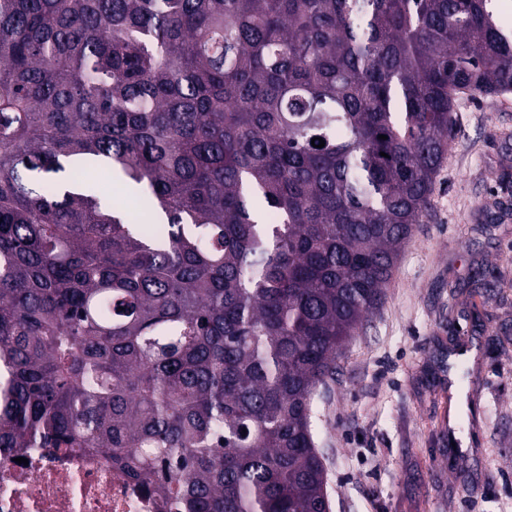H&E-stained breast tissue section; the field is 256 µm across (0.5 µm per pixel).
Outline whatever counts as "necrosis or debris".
Instances as JSON below:
<instances>
[{
	"label": "necrosis or debris",
	"instance_id": "obj_1",
	"mask_svg": "<svg viewBox=\"0 0 512 512\" xmlns=\"http://www.w3.org/2000/svg\"><path fill=\"white\" fill-rule=\"evenodd\" d=\"M24 456L22 465L0 458V512H172L111 461L81 449Z\"/></svg>",
	"mask_w": 512,
	"mask_h": 512
}]
</instances>
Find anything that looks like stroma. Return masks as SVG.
I'll list each match as a JSON object with an SVG mask.
<instances>
[{"instance_id": "stroma-1", "label": "stroma", "mask_w": 512, "mask_h": 512, "mask_svg": "<svg viewBox=\"0 0 512 512\" xmlns=\"http://www.w3.org/2000/svg\"><path fill=\"white\" fill-rule=\"evenodd\" d=\"M312 433L332 512H512V94L459 98L430 210Z\"/></svg>"}]
</instances>
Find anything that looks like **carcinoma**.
<instances>
[{
  "label": "carcinoma",
  "instance_id": "carcinoma-1",
  "mask_svg": "<svg viewBox=\"0 0 512 512\" xmlns=\"http://www.w3.org/2000/svg\"><path fill=\"white\" fill-rule=\"evenodd\" d=\"M488 2L0 0V452L79 448L176 512H321L314 390L458 95L512 93Z\"/></svg>",
  "mask_w": 512,
  "mask_h": 512
}]
</instances>
